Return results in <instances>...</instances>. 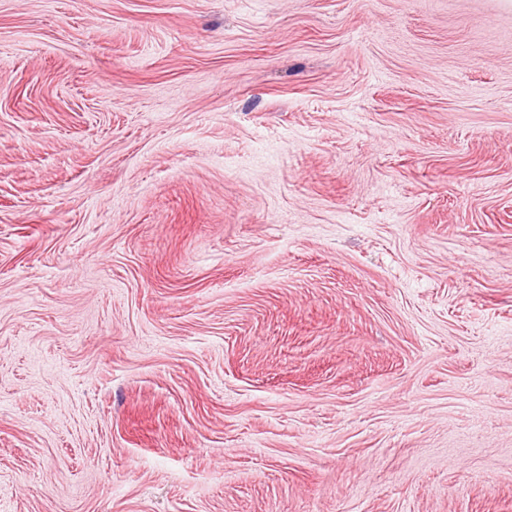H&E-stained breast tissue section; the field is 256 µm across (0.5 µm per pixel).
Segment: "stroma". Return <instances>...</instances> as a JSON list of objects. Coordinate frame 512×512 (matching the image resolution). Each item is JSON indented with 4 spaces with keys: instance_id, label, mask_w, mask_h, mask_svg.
I'll list each match as a JSON object with an SVG mask.
<instances>
[{
    "instance_id": "stroma-1",
    "label": "stroma",
    "mask_w": 512,
    "mask_h": 512,
    "mask_svg": "<svg viewBox=\"0 0 512 512\" xmlns=\"http://www.w3.org/2000/svg\"><path fill=\"white\" fill-rule=\"evenodd\" d=\"M0 512H512V0H0Z\"/></svg>"
}]
</instances>
